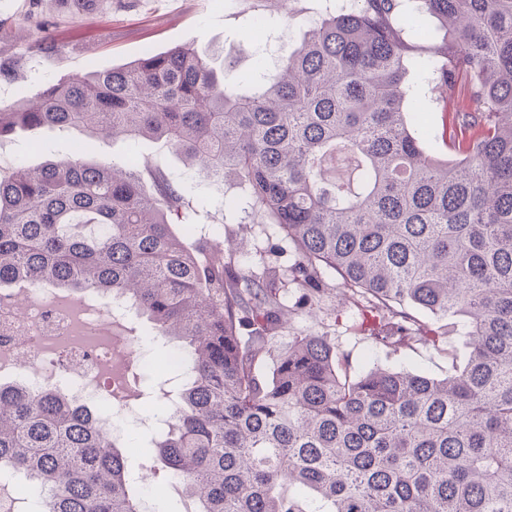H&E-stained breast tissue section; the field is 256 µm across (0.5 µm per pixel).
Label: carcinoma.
Returning a JSON list of instances; mask_svg holds the SVG:
<instances>
[{"mask_svg":"<svg viewBox=\"0 0 512 512\" xmlns=\"http://www.w3.org/2000/svg\"><path fill=\"white\" fill-rule=\"evenodd\" d=\"M432 50L412 42L420 19ZM191 47L46 83L0 108V139L79 130L74 157L0 173V288L121 296L176 343L189 374L151 437L197 512H512V0H352L307 20L278 68L244 86ZM21 59L0 50V74ZM433 75L441 138L426 151L410 76ZM101 134L164 141L296 248L249 279L233 249L174 230L195 223L160 170L89 155ZM356 160L346 182L325 163ZM369 298L375 347L441 331L466 363L435 378L350 372L323 334L259 364L292 312L311 313L321 270ZM302 290L292 309L279 284ZM60 392L0 382V470L24 475L39 512H140L122 440ZM292 489L287 495L283 488Z\"/></svg>","mask_w":512,"mask_h":512,"instance_id":"obj_1","label":"carcinoma"}]
</instances>
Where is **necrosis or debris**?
Here are the masks:
<instances>
[{
    "label": "necrosis or debris",
    "instance_id": "necrosis-or-debris-1",
    "mask_svg": "<svg viewBox=\"0 0 512 512\" xmlns=\"http://www.w3.org/2000/svg\"><path fill=\"white\" fill-rule=\"evenodd\" d=\"M130 307L97 296L61 299L49 288H17L0 297V380L32 393L57 388L95 405L97 425L113 432L115 414L141 415L131 369L143 360L140 337L122 332ZM157 431L162 418L141 415Z\"/></svg>",
    "mask_w": 512,
    "mask_h": 512
}]
</instances>
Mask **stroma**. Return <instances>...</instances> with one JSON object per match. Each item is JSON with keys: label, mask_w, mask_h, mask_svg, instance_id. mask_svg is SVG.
<instances>
[{"label": "stroma", "mask_w": 512, "mask_h": 512, "mask_svg": "<svg viewBox=\"0 0 512 512\" xmlns=\"http://www.w3.org/2000/svg\"><path fill=\"white\" fill-rule=\"evenodd\" d=\"M316 5V0H98L95 10L84 13L70 0H0V18L9 22L0 39L24 63L18 78L0 77V107L33 98L44 83L107 70L136 61L145 50L162 52L179 45L223 50L230 78H252L299 39L306 14ZM36 13L50 20V29L34 23ZM48 35L56 40L60 53H35V45ZM82 137L78 130L66 135L44 129L20 133L0 140V161L24 160L36 166L48 158L69 156ZM133 154L169 172L182 182L191 201L206 206L198 221L208 225L210 240H244L242 253L235 257L243 271L258 274L268 264L285 269L294 263V247L279 225L259 212L244 210L243 192L235 180L213 181L184 173L181 158L161 142L103 137L97 144L100 160L118 163ZM321 277L324 291L317 315L292 316L279 332L280 342L307 333L332 336L339 356L357 374L382 366L442 378L451 365L465 363L468 350L452 335L404 354L389 355L374 348L367 333L371 317L366 301L346 292L334 271L322 270ZM141 499L143 512L196 508L160 473L153 484L142 486Z\"/></svg>", "instance_id": "obj_1"}]
</instances>
